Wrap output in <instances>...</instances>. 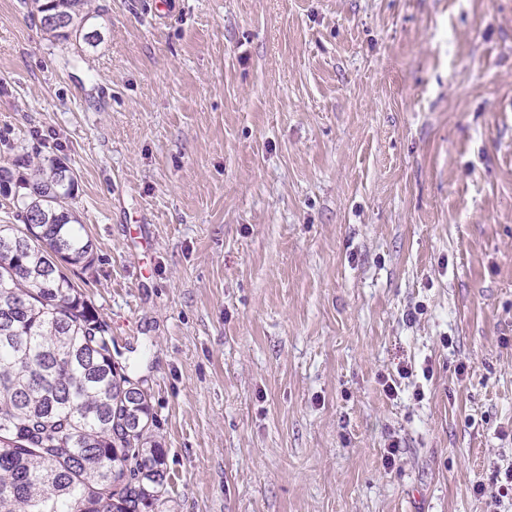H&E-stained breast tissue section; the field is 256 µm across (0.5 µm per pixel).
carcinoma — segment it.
I'll list each match as a JSON object with an SVG mask.
<instances>
[{"mask_svg":"<svg viewBox=\"0 0 512 512\" xmlns=\"http://www.w3.org/2000/svg\"><path fill=\"white\" fill-rule=\"evenodd\" d=\"M51 37L94 45L88 0H31ZM75 173L36 164L0 224V512H151L167 492L148 394L114 361L108 324L62 264L92 242L70 210Z\"/></svg>","mask_w":512,"mask_h":512,"instance_id":"1","label":"carcinoma"}]
</instances>
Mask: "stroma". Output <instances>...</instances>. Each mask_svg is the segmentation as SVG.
I'll list each match as a JSON object with an SVG mask.
<instances>
[{
  "label": "stroma",
  "mask_w": 512,
  "mask_h": 512,
  "mask_svg": "<svg viewBox=\"0 0 512 512\" xmlns=\"http://www.w3.org/2000/svg\"><path fill=\"white\" fill-rule=\"evenodd\" d=\"M30 11L0 161L77 176L157 512H512V0H91L93 47Z\"/></svg>",
  "instance_id": "1"
}]
</instances>
